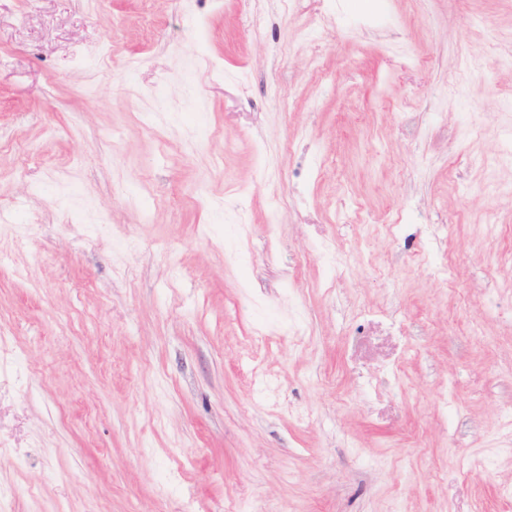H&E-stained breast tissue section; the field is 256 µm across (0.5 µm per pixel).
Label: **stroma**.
<instances>
[{
    "instance_id": "1",
    "label": "stroma",
    "mask_w": 512,
    "mask_h": 512,
    "mask_svg": "<svg viewBox=\"0 0 512 512\" xmlns=\"http://www.w3.org/2000/svg\"><path fill=\"white\" fill-rule=\"evenodd\" d=\"M508 132L512 0H6L12 512H512Z\"/></svg>"
}]
</instances>
